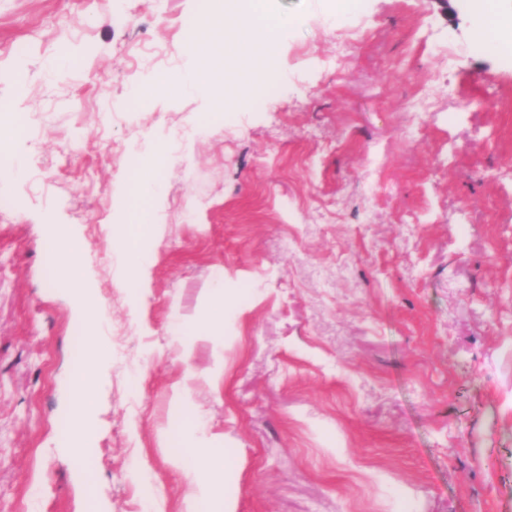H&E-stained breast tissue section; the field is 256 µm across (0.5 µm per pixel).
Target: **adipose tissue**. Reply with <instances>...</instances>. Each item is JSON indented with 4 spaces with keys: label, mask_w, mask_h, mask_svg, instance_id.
Here are the masks:
<instances>
[{
    "label": "adipose tissue",
    "mask_w": 512,
    "mask_h": 512,
    "mask_svg": "<svg viewBox=\"0 0 512 512\" xmlns=\"http://www.w3.org/2000/svg\"><path fill=\"white\" fill-rule=\"evenodd\" d=\"M295 18L274 12L270 0H216L206 13L196 15L187 33L185 52L190 59L183 76L184 89L206 86L210 91L208 108L213 112L235 110L250 102L257 83L272 70V42L296 26ZM471 34L488 38L492 43L512 40V10H506L504 0H479L474 13ZM210 43L236 54V65L217 70L210 66L199 47ZM140 196L148 205H124L120 208L125 231V249L130 262L124 276V286L131 297H139L148 285L149 255L153 239L150 224L156 223L162 209L159 183L144 184ZM46 234L64 263L58 281L71 288L76 299L73 316L81 323L99 319L100 314L88 301L90 287L77 269L79 246L73 232L59 224H47ZM178 334L184 355H191L200 338L215 342L224 340V295L216 293L207 318L182 325ZM103 348L94 349L88 360L74 370L70 378L71 438L73 456L80 462L83 482L92 477L93 420L97 406L100 379L98 365L106 358ZM173 408L179 418V430L184 446L175 463L184 470L192 487L190 512H237L236 496L225 488L227 475L235 468L234 457L207 448L200 433L198 414L187 396L176 395Z\"/></svg>",
    "instance_id": "adipose-tissue-1"
}]
</instances>
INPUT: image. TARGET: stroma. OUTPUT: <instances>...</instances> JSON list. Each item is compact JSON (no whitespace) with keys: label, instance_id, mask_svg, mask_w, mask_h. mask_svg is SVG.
<instances>
[{"label":"stroma","instance_id":"1","mask_svg":"<svg viewBox=\"0 0 512 512\" xmlns=\"http://www.w3.org/2000/svg\"><path fill=\"white\" fill-rule=\"evenodd\" d=\"M195 3L0 0V105L34 126L0 168V512H188L178 386L237 459L238 512H512V50L476 48L471 0H277L299 23L258 103L176 85L139 111L138 79L187 69ZM130 155L164 196L137 302L112 238ZM49 223L110 350L88 484ZM218 287L246 291L224 344L183 363L174 328Z\"/></svg>","mask_w":512,"mask_h":512}]
</instances>
